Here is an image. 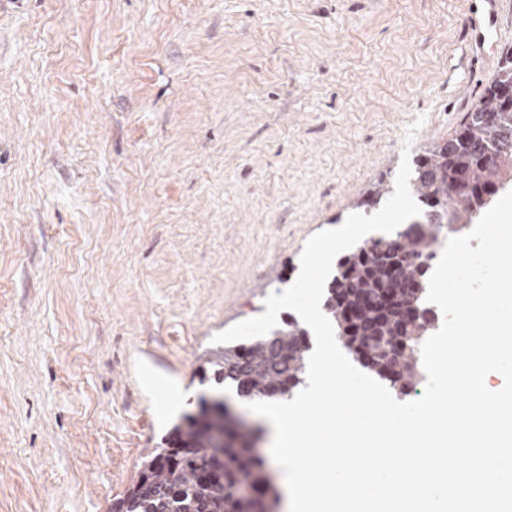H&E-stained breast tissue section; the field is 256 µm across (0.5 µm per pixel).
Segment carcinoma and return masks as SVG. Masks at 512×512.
<instances>
[{
	"label": "carcinoma",
	"instance_id": "carcinoma-1",
	"mask_svg": "<svg viewBox=\"0 0 512 512\" xmlns=\"http://www.w3.org/2000/svg\"><path fill=\"white\" fill-rule=\"evenodd\" d=\"M507 88H512V62L464 114L455 135L415 157L413 191L424 206L422 221L342 256L328 284L324 311L343 347L400 393L423 378L420 347L435 330L424 297L438 231H463L512 188ZM398 274L409 286L383 307L370 305ZM351 311L358 313L354 335L348 334ZM308 350L307 329L291 319L264 336L212 351L206 363L240 399L272 401L293 396L302 384ZM213 429L224 432L221 448L211 443ZM263 433L259 426H231L223 417L208 416L206 401H200L198 413L184 416L169 432L168 447L145 457L137 480L112 502L111 512H276V487L264 458L254 451ZM244 481L257 495L239 494Z\"/></svg>",
	"mask_w": 512,
	"mask_h": 512
}]
</instances>
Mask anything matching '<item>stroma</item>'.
Here are the masks:
<instances>
[{
	"instance_id": "obj_1",
	"label": "stroma",
	"mask_w": 512,
	"mask_h": 512,
	"mask_svg": "<svg viewBox=\"0 0 512 512\" xmlns=\"http://www.w3.org/2000/svg\"><path fill=\"white\" fill-rule=\"evenodd\" d=\"M470 0H0V512H110L214 338L453 135Z\"/></svg>"
}]
</instances>
